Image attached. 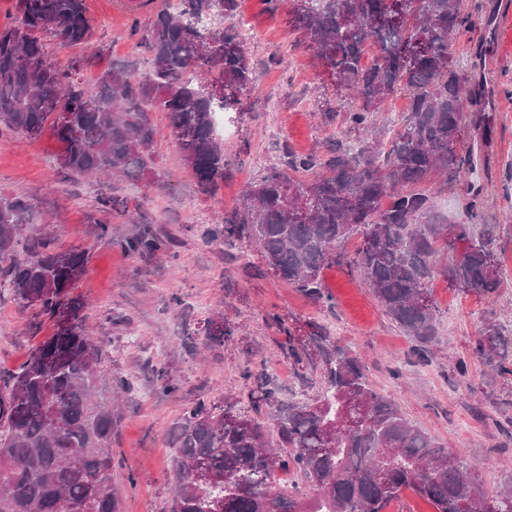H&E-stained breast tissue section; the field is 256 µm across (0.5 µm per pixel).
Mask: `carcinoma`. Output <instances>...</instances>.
<instances>
[{
	"mask_svg": "<svg viewBox=\"0 0 512 512\" xmlns=\"http://www.w3.org/2000/svg\"><path fill=\"white\" fill-rule=\"evenodd\" d=\"M135 26L150 69L114 64L92 84L81 63L55 62L51 41L88 44L85 0H19L20 14L0 26V138L40 136L51 128L64 144L59 168L71 175L136 179L148 169L154 113L166 114L185 164L205 192L229 172L217 142L216 107L230 108L253 85L243 42L233 27L205 34L188 16L233 18L237 0H180ZM294 29L351 97L348 130L372 144L341 141L328 158L291 155L288 170L270 169L249 186L211 243L239 240L280 280L321 303L333 297L323 273L331 265L359 270L390 319L429 359L438 343L433 282L485 297L503 286L494 230L477 229L480 199L466 205L470 223L435 208V191L461 182L474 164L465 149L467 112L483 92L466 87L453 59V37L471 26L467 0H291ZM374 45L377 56L363 61ZM408 99L401 122L386 129L374 113L398 94ZM313 172L310 181L292 176ZM42 223L26 198L0 192V281L14 298L55 322L20 370L0 377V512H122L112 479V417L95 394L98 348L88 336L82 303L71 291L86 272L80 251H56L49 237L21 231ZM354 234L361 245L342 251ZM172 239L140 230L119 245L133 253L168 251ZM224 317L207 321L208 342L228 341ZM474 355L512 375V336L495 322L478 327ZM294 368L320 370L324 387L307 402L283 403L264 372L248 395L261 422L224 400L185 410L174 460L171 512H384L410 490L435 512H512V479L488 495L477 472L452 448L412 424L377 392L359 357L331 342L320 326L295 345ZM293 471L302 484L283 493L274 477Z\"/></svg>",
	"mask_w": 512,
	"mask_h": 512,
	"instance_id": "1",
	"label": "carcinoma"
}]
</instances>
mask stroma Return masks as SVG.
Here are the masks:
<instances>
[{
    "instance_id": "stroma-1",
    "label": "stroma",
    "mask_w": 512,
    "mask_h": 512,
    "mask_svg": "<svg viewBox=\"0 0 512 512\" xmlns=\"http://www.w3.org/2000/svg\"><path fill=\"white\" fill-rule=\"evenodd\" d=\"M164 2L180 7V0H85L92 46L56 49L57 62L80 57L89 80L115 63L148 71L130 26L148 22ZM238 3L237 21L254 31L245 43L254 83L233 110L215 116L230 170L215 193L200 191L162 112L154 115L153 169L135 181L64 176L57 165L63 145L48 130L0 141V192L25 196L48 218L53 248H77L88 259L74 293L101 351L96 391L112 412V474L123 512H170L173 442L186 408L227 398L247 407L252 375L260 370L284 401L306 399L320 388L319 371L298 376L286 354L288 334L306 335L314 322L360 358L376 390L412 423L464 460L482 463V485L495 491L512 478V380L492 375L472 343L484 321L512 329V0H469L473 24L456 39L457 67L469 83L484 85L481 109L493 113L494 122L481 163L435 198L440 213L461 221L470 188H481L479 221L497 228L504 284L488 299L436 279L441 354L427 361L349 267L325 270L334 305L321 307L266 271L257 254H244L240 243H207L209 229L235 205L243 186L271 166H284L289 152L324 156L336 141L356 145L362 139L327 118L329 108L350 100L297 43L289 0L274 12L263 0ZM160 179L169 181V190L158 191ZM103 193L122 202L124 212L139 214L143 228L173 237L170 253L145 256L109 242L102 228L120 236L128 226L124 212L99 206ZM216 313L233 337L209 346L205 327ZM53 331L51 319L1 287L0 375L18 371ZM452 357L465 361L466 375L449 366ZM123 382L129 389L122 394Z\"/></svg>"
}]
</instances>
